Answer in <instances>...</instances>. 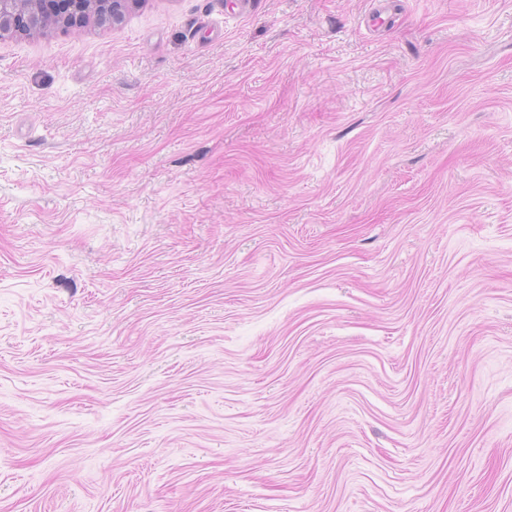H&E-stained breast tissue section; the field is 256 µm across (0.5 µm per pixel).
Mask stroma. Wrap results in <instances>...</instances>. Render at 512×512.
<instances>
[{
    "label": "stroma",
    "mask_w": 512,
    "mask_h": 512,
    "mask_svg": "<svg viewBox=\"0 0 512 512\" xmlns=\"http://www.w3.org/2000/svg\"><path fill=\"white\" fill-rule=\"evenodd\" d=\"M0 512H512V0L1 41Z\"/></svg>",
    "instance_id": "obj_1"
}]
</instances>
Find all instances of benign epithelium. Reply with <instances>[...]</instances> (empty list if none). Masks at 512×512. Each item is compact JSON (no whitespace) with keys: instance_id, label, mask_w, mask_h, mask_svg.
Masks as SVG:
<instances>
[{"instance_id":"obj_1","label":"benign epithelium","mask_w":512,"mask_h":512,"mask_svg":"<svg viewBox=\"0 0 512 512\" xmlns=\"http://www.w3.org/2000/svg\"><path fill=\"white\" fill-rule=\"evenodd\" d=\"M142 0H0V41L56 30L77 31L108 19L118 26Z\"/></svg>"}]
</instances>
